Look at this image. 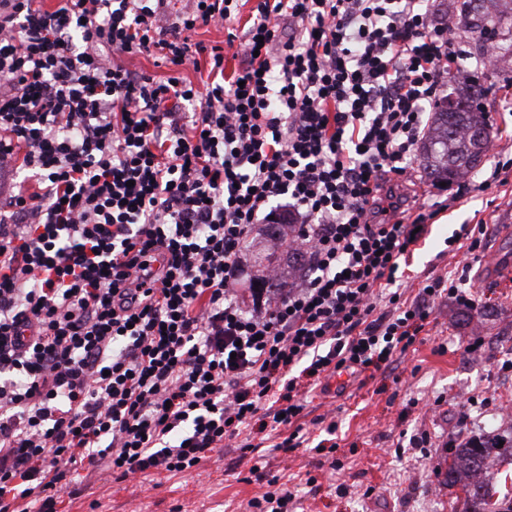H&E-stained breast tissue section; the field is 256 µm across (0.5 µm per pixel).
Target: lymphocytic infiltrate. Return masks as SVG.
<instances>
[{"mask_svg":"<svg viewBox=\"0 0 512 512\" xmlns=\"http://www.w3.org/2000/svg\"><path fill=\"white\" fill-rule=\"evenodd\" d=\"M169 2L0 0V177L32 180L0 203V512H58L85 472H189L247 428L291 452L309 386L392 369L438 296L479 307L396 285L441 202L374 221L459 61L430 0H258L229 75L190 35L238 0ZM151 50L175 75L110 58ZM277 208L306 263L241 287Z\"/></svg>","mask_w":512,"mask_h":512,"instance_id":"f902f5d3","label":"lymphocytic infiltrate"}]
</instances>
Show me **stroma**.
<instances>
[{"label":"stroma","instance_id":"stroma-1","mask_svg":"<svg viewBox=\"0 0 512 512\" xmlns=\"http://www.w3.org/2000/svg\"><path fill=\"white\" fill-rule=\"evenodd\" d=\"M256 5L257 0H245L237 19L199 28L192 36L206 46L222 47L225 71L239 63L227 38L242 34ZM486 108L490 146L467 179L464 199L452 201L454 186L437 189L418 165L385 188L388 202L409 212L432 194L447 202L405 273L443 274L470 265L479 310L439 298L425 340L410 347L393 370L366 380L354 377L342 390L319 387L308 393L304 424L310 446L285 454L276 450L278 438L272 435L244 460L227 448L184 475L118 481L109 473H95L65 488L59 512H248L249 500L266 489L249 480L254 465L295 490L288 512H461L459 488L445 485L437 472L451 453L450 442L512 425V412H503L501 405L502 399L512 400V371L500 369L512 360V273L492 274L465 251L448 250L449 237L464 224L484 225L488 253L512 249V171L490 177L497 162L512 158V71L497 78ZM476 336L481 348L467 352ZM483 391L498 395V402L462 415L459 402ZM327 414L338 424L332 454L314 448L320 439L316 420ZM424 430L432 437L431 447H415L414 438ZM335 462L340 465L336 471L331 468ZM312 476L317 479L313 486L308 483Z\"/></svg>","mask_w":512,"mask_h":512}]
</instances>
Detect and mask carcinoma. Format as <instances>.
Segmentation results:
<instances>
[{
	"label": "carcinoma",
	"mask_w": 512,
	"mask_h": 512,
	"mask_svg": "<svg viewBox=\"0 0 512 512\" xmlns=\"http://www.w3.org/2000/svg\"><path fill=\"white\" fill-rule=\"evenodd\" d=\"M455 9L461 21L478 33L476 50H485L488 39L501 37L499 56H512V29L503 30L504 20H512V0H458ZM495 83L472 78V74H448V94L433 106L431 122L418 148L425 175L437 183L465 179L485 156L490 126L485 120V101ZM512 461V432L468 441L455 449L444 462V482L460 488L462 512H512V499L505 509L478 474L487 462Z\"/></svg>",
	"instance_id": "carcinoma-1"
}]
</instances>
